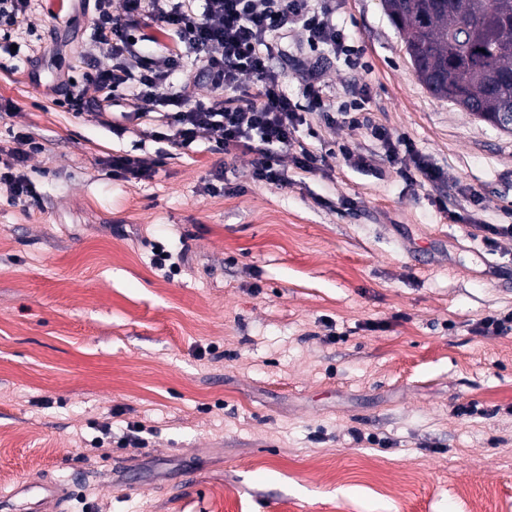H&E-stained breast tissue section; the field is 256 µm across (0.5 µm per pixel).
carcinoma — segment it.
Wrapping results in <instances>:
<instances>
[{
	"label": "carcinoma",
	"mask_w": 512,
	"mask_h": 512,
	"mask_svg": "<svg viewBox=\"0 0 512 512\" xmlns=\"http://www.w3.org/2000/svg\"><path fill=\"white\" fill-rule=\"evenodd\" d=\"M420 82L484 121L512 114V0H382Z\"/></svg>",
	"instance_id": "carcinoma-1"
}]
</instances>
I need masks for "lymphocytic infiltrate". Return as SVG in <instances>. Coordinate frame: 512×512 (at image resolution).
Returning <instances> with one entry per match:
<instances>
[{
  "label": "lymphocytic infiltrate",
  "instance_id": "lymphocytic-infiltrate-1",
  "mask_svg": "<svg viewBox=\"0 0 512 512\" xmlns=\"http://www.w3.org/2000/svg\"><path fill=\"white\" fill-rule=\"evenodd\" d=\"M81 2L92 5L94 15L79 55L90 62L103 57L109 64L96 69L70 99L75 113L94 112L102 125L112 126V103L117 92H125L130 118L148 128H167L174 148L189 151L205 143L213 151L252 154L253 179L269 185L288 183L281 165L285 152L292 153L297 169L314 171L317 157L300 135L314 120L368 128L406 182L439 177L409 138L366 119L364 100L336 106L326 93L322 66L307 69L303 101L289 97L284 74L272 65L289 29L304 33L312 51L348 59L355 54L334 19L333 0H124L120 15L113 14L112 0ZM145 19L167 40L155 56L141 54L131 40ZM188 56L199 63L214 98L200 100L194 84L172 82ZM13 139L14 147L0 158V186L11 202L24 203L37 196L26 164L45 146L27 132Z\"/></svg>",
  "mask_w": 512,
  "mask_h": 512
}]
</instances>
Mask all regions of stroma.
<instances>
[{
    "instance_id": "1",
    "label": "stroma",
    "mask_w": 512,
    "mask_h": 512,
    "mask_svg": "<svg viewBox=\"0 0 512 512\" xmlns=\"http://www.w3.org/2000/svg\"><path fill=\"white\" fill-rule=\"evenodd\" d=\"M60 7L0 28L21 46L0 58V147L47 143L37 200L0 190V499L45 481L69 489L60 512H512V334L479 330L512 313V238L481 231L512 222V133L426 89L381 0H336L363 65L331 61L329 95L367 88L443 178L376 176L328 153L378 152L365 130L322 127L315 171L287 154L288 186L260 183L252 154L70 114L92 14ZM114 154L166 162L128 182ZM218 165L235 193L207 192ZM127 421L147 447L120 445Z\"/></svg>"
}]
</instances>
